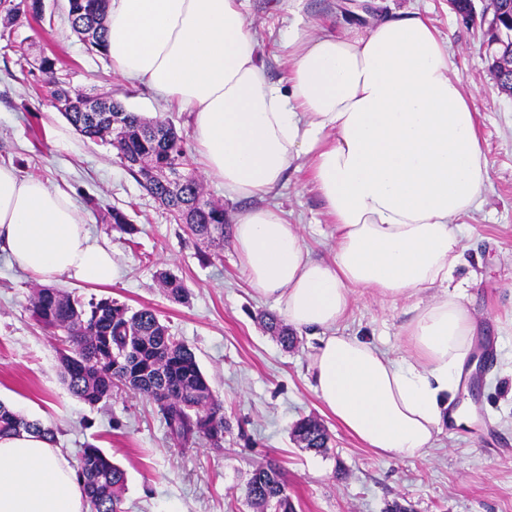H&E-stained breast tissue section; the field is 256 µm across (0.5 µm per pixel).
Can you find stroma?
I'll list each match as a JSON object with an SVG mask.
<instances>
[{
  "mask_svg": "<svg viewBox=\"0 0 512 512\" xmlns=\"http://www.w3.org/2000/svg\"><path fill=\"white\" fill-rule=\"evenodd\" d=\"M45 19L17 25L0 39V163L65 189L93 239L112 252L111 285L61 279L57 289L82 299L109 296L133 309L155 307L171 333L194 351L224 405L223 448L207 441L173 444L157 406L126 388L90 406L68 388L60 343L27 309L30 277L0 253V402L54 427L57 445L76 463L94 444L126 473L128 512H254L244 496L250 472L275 463L296 512H512V98L499 93L486 56L487 22L465 24L448 0H248L247 15L272 80L288 57L280 48L294 24L313 34L344 32L400 10H417L447 38L453 74L472 91L481 117L489 181L480 211L464 217V261L455 272L476 323L473 370L464 371L454 406L473 411L470 426L444 424L428 453L398 460L363 446L325 409L312 390L308 365L318 341L297 334L291 349L267 333L259 299L238 263L232 232L223 246L204 243L174 222L121 166L115 150L84 139L51 104L36 76L22 71L12 47L24 42L30 59L60 57L70 86L112 89L125 107L190 132L189 113L164 104L149 87L112 73L111 60L87 51L67 19L66 0H45ZM297 224L314 257L332 261L333 227L305 171L289 170L265 198ZM124 209L134 236L109 230L101 217ZM167 269L189 295L176 302L156 278ZM411 301L356 294L339 331L369 340L391 356L406 354L402 327ZM326 429L328 449H303L293 428L304 418Z\"/></svg>",
  "mask_w": 512,
  "mask_h": 512,
  "instance_id": "obj_1",
  "label": "stroma"
}]
</instances>
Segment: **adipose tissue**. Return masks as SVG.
<instances>
[{
  "mask_svg": "<svg viewBox=\"0 0 512 512\" xmlns=\"http://www.w3.org/2000/svg\"><path fill=\"white\" fill-rule=\"evenodd\" d=\"M246 0H109L112 71L191 115L202 172L228 198L249 287L288 324L319 338L312 389L367 448L411 460L433 448L443 411L475 347L474 318L452 289L461 219L489 179L479 113L453 76L448 42L416 12L282 45L285 83L271 80ZM306 161L336 230L333 261L314 259L298 225L262 204ZM39 284L108 285L112 254L71 196L0 164V251ZM415 298L408 353L337 334L355 292ZM0 512H85L61 449L23 432L0 437Z\"/></svg>",
  "mask_w": 512,
  "mask_h": 512,
  "instance_id": "adipose-tissue-1",
  "label": "adipose tissue"
}]
</instances>
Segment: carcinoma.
<instances>
[{
	"label": "carcinoma",
	"mask_w": 512,
	"mask_h": 512,
	"mask_svg": "<svg viewBox=\"0 0 512 512\" xmlns=\"http://www.w3.org/2000/svg\"><path fill=\"white\" fill-rule=\"evenodd\" d=\"M108 0H67L74 33L88 49L106 53ZM9 37L22 20H43V0H0ZM495 16L500 36L489 69L500 93L512 97V71L496 61L512 55V0H499ZM57 60L45 57L40 73L48 76L47 88L54 107L65 104L62 115L84 138L107 143L117 150L120 163L194 236L224 240V205L208 199L192 170L186 138L162 122L127 112L109 91L94 89L87 98L74 97L70 87L55 77ZM106 223L129 236L137 232L125 211L112 208ZM158 280L164 293L175 301L187 298V288L176 275L162 271ZM32 318L53 334H61L60 360L70 391L89 405L112 397V389L124 386L151 399L158 407L169 437L188 448L200 438L216 448L224 444L223 406L202 373L191 348L177 340L155 309L133 310L110 297L84 301L49 286L33 288L29 297ZM263 325L285 347L295 342L294 333L280 319L264 317ZM21 431L55 442L50 427L30 421L0 403V436ZM293 436L316 452L328 449L329 436L314 419H302ZM87 512H127L124 507L126 475L97 446L82 449L77 466ZM247 501L273 512H294L279 466L257 467L245 485Z\"/></svg>",
	"instance_id": "obj_1"
}]
</instances>
